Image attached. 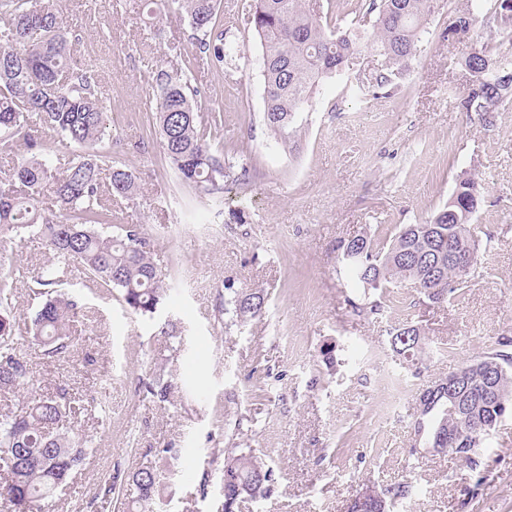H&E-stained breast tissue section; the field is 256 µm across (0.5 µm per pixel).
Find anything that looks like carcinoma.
<instances>
[{
	"label": "carcinoma",
	"instance_id": "carcinoma-1",
	"mask_svg": "<svg viewBox=\"0 0 512 512\" xmlns=\"http://www.w3.org/2000/svg\"><path fill=\"white\" fill-rule=\"evenodd\" d=\"M496 0L500 29L512 32V7ZM487 0H466L451 23L455 34L467 35L484 17ZM438 0H369L354 16L352 29L329 30L312 14L305 0H256L251 24L263 51L267 128L283 143L296 132L297 114L310 106L321 83L340 78L348 61L362 46L376 47L386 72L377 85L421 52L427 25ZM150 12L188 18L193 30L194 59L224 68L227 48L218 0H150ZM72 33L63 20L59 0H0V142L22 140L28 157L0 176V240L29 234L37 237L54 263L33 273L46 289L35 312L29 344L46 355H64L70 348L69 324L78 303L58 290L64 277L77 270L95 288L117 290L135 313L154 315L169 290L167 275L154 262L155 241L141 224L112 223V198L133 199L140 193L138 176L98 143L112 131V110L99 94V76L74 60ZM471 76L462 107L491 120L499 107L512 102V52L485 48L462 62ZM153 120L164 157L178 179L205 195L239 181L235 165L219 153L215 140L222 120H207L199 112V89L178 74L159 68ZM57 133L80 148L63 171L46 157L40 132ZM52 196L58 215L50 219L42 208L44 193ZM482 201L481 184L466 177L441 209L418 224H404L385 246L367 236L346 243L356 253L349 261L354 279L365 288L411 281L430 301L442 302L467 282L473 268L461 257L476 255L478 244L468 224ZM13 278H0V393H14L30 383V368L14 342ZM225 313L240 322L263 313L267 295L260 290L231 291ZM395 352L414 362L422 352L419 328L406 326L392 336ZM512 340L464 364L462 400L458 411L443 418L438 410L448 401V389L421 397L415 431L429 444L439 439L465 463L477 465L482 437L512 412ZM161 402L170 384L161 378L145 383ZM69 403L64 398L29 395L20 412L0 411V506L4 512H42L57 488L69 483L83 464L85 449L72 443L65 425ZM158 461L127 473L116 471L106 480L103 495L120 500L123 512H157L164 501L162 465ZM273 471L250 451L224 458L223 512H239L248 501L270 495ZM410 485L395 482L381 490L366 489L350 499L347 512H390L409 497Z\"/></svg>",
	"mask_w": 512,
	"mask_h": 512
}]
</instances>
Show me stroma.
Segmentation results:
<instances>
[{
	"label": "stroma",
	"mask_w": 512,
	"mask_h": 512,
	"mask_svg": "<svg viewBox=\"0 0 512 512\" xmlns=\"http://www.w3.org/2000/svg\"><path fill=\"white\" fill-rule=\"evenodd\" d=\"M255 0H221L223 69L193 62L188 20L150 18L144 0H62L78 38L75 59L98 69L116 129L105 148L135 171L141 195L114 200L115 223L145 225L171 285L153 316L132 313L118 291L64 290L83 313L70 324L71 353H23L37 394H67L71 435L87 460L45 512H114L101 488L115 467L135 468L168 449L165 512H222L224 452L253 450L271 467L268 499L241 512H346L363 488L407 481L396 512H512V413L487 437L480 465L415 449L417 398L431 381L512 338V105L491 122L464 111L463 60L503 37L493 16L474 32L449 26L465 0H440L424 49L377 87L383 59L365 48L349 77L320 87L305 127L286 146L262 121V48L250 24ZM187 74L203 112L223 120L224 156L246 166V185L222 200L182 184L153 131L151 75ZM483 200L470 226L477 274L441 303L412 282L356 287L342 245L362 234L390 242L401 225L442 208L461 174ZM14 281L18 338L42 297L31 271L52 263L40 240L0 242ZM263 290L268 308L240 324L224 312L230 289ZM380 301L379 314L364 312ZM179 323L178 334L166 330ZM424 334L412 367L393 349L397 328ZM169 402L147 394L154 377Z\"/></svg>",
	"instance_id": "stroma-1"
}]
</instances>
